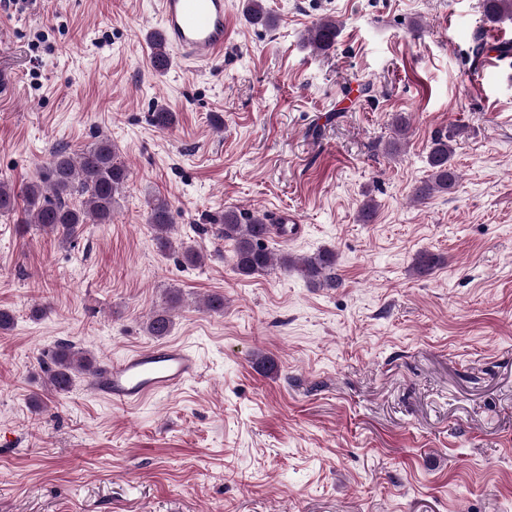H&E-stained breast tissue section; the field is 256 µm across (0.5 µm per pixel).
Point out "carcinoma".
Returning a JSON list of instances; mask_svg holds the SVG:
<instances>
[{
	"label": "carcinoma",
	"instance_id": "1",
	"mask_svg": "<svg viewBox=\"0 0 512 512\" xmlns=\"http://www.w3.org/2000/svg\"><path fill=\"white\" fill-rule=\"evenodd\" d=\"M247 22L256 28H271L275 21L263 5V0H245L243 7ZM482 20L486 24H498L505 18H512V0H481ZM341 32L340 23L326 17L310 29L308 41L316 49L326 51L334 47ZM153 47L151 60L157 72L168 69L170 58L164 48L161 35H150ZM393 138L385 145L389 155L399 153L406 139L409 122L406 116L397 114L392 118ZM460 130L439 134L431 142L427 156L429 175L414 189V196L425 201L437 194L448 193L457 182L459 175L451 163L454 153L453 142ZM129 178L127 166L117 159L112 141L107 137H96L95 141L80 152L67 148L56 150L48 166L37 178L21 190L0 182V214L20 213V223L34 224L46 233H59L67 239L84 224H110L118 199ZM79 199V204L72 203ZM148 223L154 232L157 248L163 252L178 254L181 264L200 266L204 255L192 246L175 245L171 237L174 228L169 201L160 196L149 202ZM215 236L233 243V268L243 277L264 274L274 263L288 271H297L315 288H335L336 251L323 248L311 255L297 258L284 253L275 258L267 245L269 238L266 216L240 213L234 209L224 211L222 224L218 225ZM440 264V257L422 251L412 265L414 274L423 277L431 274ZM169 312H154L146 323L149 335L162 337L171 330ZM47 374V386L58 394H64L73 386L77 374L94 370V363L83 350L69 341H61L48 353L43 363Z\"/></svg>",
	"mask_w": 512,
	"mask_h": 512
}]
</instances>
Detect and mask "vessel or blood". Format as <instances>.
Masks as SVG:
<instances>
[{
    "label": "vessel or blood",
    "instance_id": "1",
    "mask_svg": "<svg viewBox=\"0 0 512 512\" xmlns=\"http://www.w3.org/2000/svg\"><path fill=\"white\" fill-rule=\"evenodd\" d=\"M225 0H158L161 31L168 45L185 59L205 62L224 50ZM198 369L186 348L158 343L137 349L117 362L96 366L93 392L122 406L135 405L177 388Z\"/></svg>",
    "mask_w": 512,
    "mask_h": 512
}]
</instances>
